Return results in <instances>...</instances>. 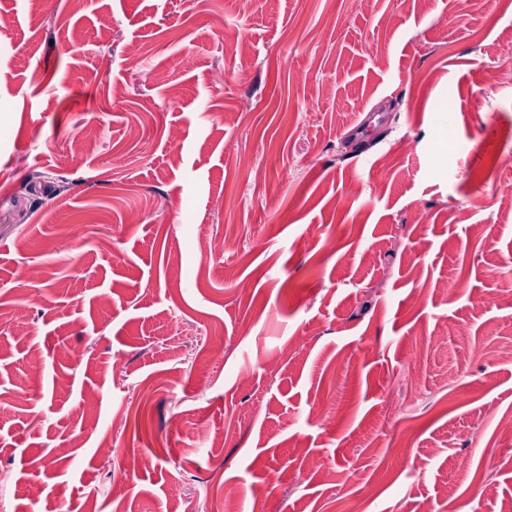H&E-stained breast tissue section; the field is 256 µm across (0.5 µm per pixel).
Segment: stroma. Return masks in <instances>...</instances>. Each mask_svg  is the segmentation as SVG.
I'll list each match as a JSON object with an SVG mask.
<instances>
[{
    "instance_id": "35a3bbf8",
    "label": "stroma",
    "mask_w": 512,
    "mask_h": 512,
    "mask_svg": "<svg viewBox=\"0 0 512 512\" xmlns=\"http://www.w3.org/2000/svg\"><path fill=\"white\" fill-rule=\"evenodd\" d=\"M0 11V512H501L512 0Z\"/></svg>"
}]
</instances>
